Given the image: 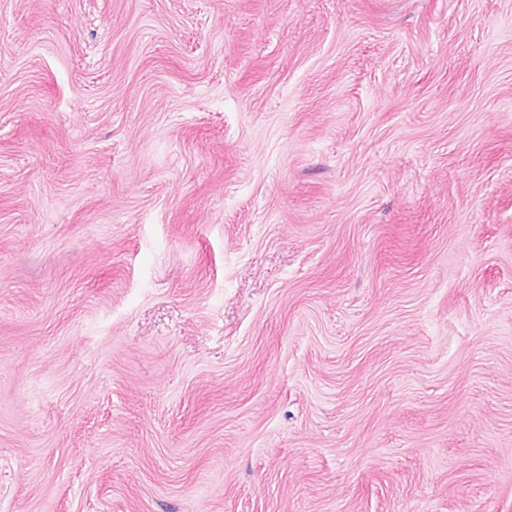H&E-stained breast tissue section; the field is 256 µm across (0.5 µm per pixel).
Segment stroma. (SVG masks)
<instances>
[{
  "instance_id": "35a3bbf8",
  "label": "stroma",
  "mask_w": 512,
  "mask_h": 512,
  "mask_svg": "<svg viewBox=\"0 0 512 512\" xmlns=\"http://www.w3.org/2000/svg\"><path fill=\"white\" fill-rule=\"evenodd\" d=\"M0 512H512V0H0Z\"/></svg>"
}]
</instances>
